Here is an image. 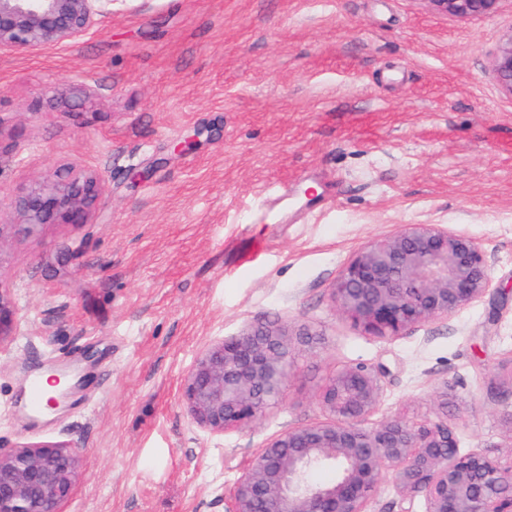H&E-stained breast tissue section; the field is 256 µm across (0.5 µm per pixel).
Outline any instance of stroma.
I'll use <instances>...</instances> for the list:
<instances>
[{
	"label": "stroma",
	"mask_w": 512,
	"mask_h": 512,
	"mask_svg": "<svg viewBox=\"0 0 512 512\" xmlns=\"http://www.w3.org/2000/svg\"><path fill=\"white\" fill-rule=\"evenodd\" d=\"M512 0L458 20L426 0H133L82 39L0 52V221L42 180L93 170L87 224L0 241L18 309L0 344V448L65 442L61 512H229L281 432L323 421L337 370L385 365L372 424L447 420L512 460V97L492 74ZM406 224L471 237L487 295L381 339L331 288ZM308 328L282 401L214 435L182 400L209 344ZM86 368L25 418L29 375ZM448 388L447 404L436 397Z\"/></svg>",
	"instance_id": "35a3bbf8"
}]
</instances>
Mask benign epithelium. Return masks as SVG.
Instances as JSON below:
<instances>
[{"mask_svg": "<svg viewBox=\"0 0 512 512\" xmlns=\"http://www.w3.org/2000/svg\"><path fill=\"white\" fill-rule=\"evenodd\" d=\"M130 0H0V51L40 50L85 36ZM438 15L469 19L495 13L502 0H426ZM493 74L512 97V33L497 47ZM100 191L87 170L35 184L19 200L24 224H86ZM492 279L479 244L434 224H407L357 254L337 280L336 309L372 336L392 338L483 299ZM18 315L0 290V342ZM289 328L259 324L207 346L188 371L183 400L194 423L212 434L256 422L282 397L293 366ZM386 370L350 365L322 387L330 420L290 428L267 443L243 471L232 512H369L384 474L402 512H512V463L481 450L460 452L448 424L394 418L367 425ZM336 468L315 484L311 471ZM80 468L65 443L0 448V512H59Z\"/></svg>", "mask_w": 512, "mask_h": 512, "instance_id": "benign-epithelium-1", "label": "benign epithelium"}]
</instances>
